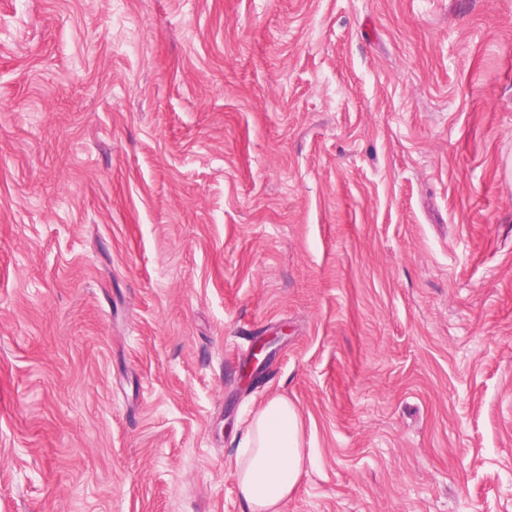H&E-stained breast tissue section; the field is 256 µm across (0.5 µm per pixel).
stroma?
I'll return each mask as SVG.
<instances>
[{
	"label": "stroma",
	"instance_id": "stroma-1",
	"mask_svg": "<svg viewBox=\"0 0 512 512\" xmlns=\"http://www.w3.org/2000/svg\"><path fill=\"white\" fill-rule=\"evenodd\" d=\"M273 396L280 512H512V0H0V512H242ZM236 448L233 473L245 512H279L306 462L295 407L282 397L270 398L253 415Z\"/></svg>",
	"mask_w": 512,
	"mask_h": 512
}]
</instances>
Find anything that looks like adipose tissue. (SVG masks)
<instances>
[{"label": "adipose tissue", "mask_w": 512, "mask_h": 512, "mask_svg": "<svg viewBox=\"0 0 512 512\" xmlns=\"http://www.w3.org/2000/svg\"><path fill=\"white\" fill-rule=\"evenodd\" d=\"M305 462L297 410L282 397L270 398L253 415L234 455L233 473L245 512H279Z\"/></svg>", "instance_id": "ef3b65f1"}]
</instances>
